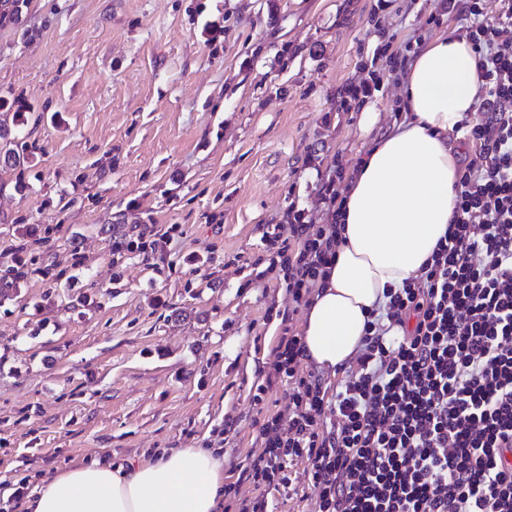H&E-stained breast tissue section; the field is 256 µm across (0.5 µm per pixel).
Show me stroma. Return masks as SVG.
I'll list each match as a JSON object with an SVG mask.
<instances>
[{
	"instance_id": "stroma-1",
	"label": "stroma",
	"mask_w": 512,
	"mask_h": 512,
	"mask_svg": "<svg viewBox=\"0 0 512 512\" xmlns=\"http://www.w3.org/2000/svg\"><path fill=\"white\" fill-rule=\"evenodd\" d=\"M374 0H30L0 29V120L24 167L0 168V487L32 495L81 462L126 465L224 436L225 483L261 452L250 392L291 300L258 264L298 203L324 223L314 171L354 165L396 129L403 76L345 111L378 44ZM433 0H391L402 35L462 36ZM179 230L153 253L112 244ZM235 429L224 432L225 420Z\"/></svg>"
}]
</instances>
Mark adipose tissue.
<instances>
[{"mask_svg": "<svg viewBox=\"0 0 512 512\" xmlns=\"http://www.w3.org/2000/svg\"><path fill=\"white\" fill-rule=\"evenodd\" d=\"M463 38L422 48L403 86L409 121L382 139L345 194V243L303 325L309 362L349 367L369 309L420 271L454 207L457 158L448 135L480 96ZM224 467L214 450L174 448L130 465L94 460L44 478L25 512H215Z\"/></svg>", "mask_w": 512, "mask_h": 512, "instance_id": "adipose-tissue-1", "label": "adipose tissue"}]
</instances>
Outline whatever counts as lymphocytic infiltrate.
<instances>
[{"label":"lymphocytic infiltrate","instance_id":"obj_1","mask_svg":"<svg viewBox=\"0 0 512 512\" xmlns=\"http://www.w3.org/2000/svg\"><path fill=\"white\" fill-rule=\"evenodd\" d=\"M496 2L491 15L484 0L435 6L460 16L478 56L479 115L456 126L473 151L445 235L419 274L386 288L369 311L335 390L319 374L299 376L304 338L280 311L267 312L280 336L252 401L263 406L285 382L293 392L287 410L264 418V451L241 469L254 488L290 484L289 463L304 458L314 512H512V0ZM416 52L389 35L365 74L346 81L341 107L373 102ZM304 165L328 221L291 206L285 234L267 241L268 268L297 310L325 285L345 230L336 190L345 167L317 169L311 154Z\"/></svg>","mask_w":512,"mask_h":512}]
</instances>
